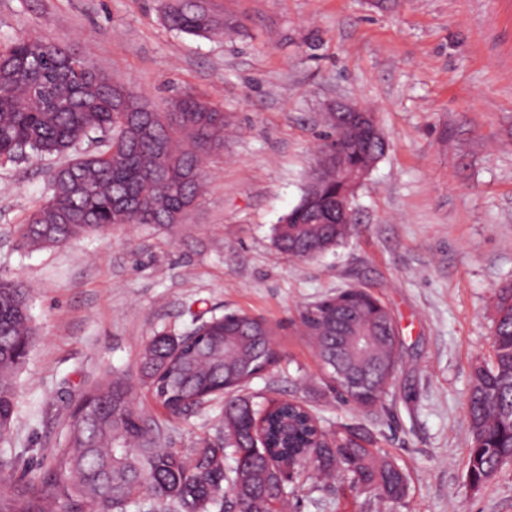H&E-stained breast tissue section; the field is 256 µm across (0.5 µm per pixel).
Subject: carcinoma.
<instances>
[{"instance_id": "1", "label": "carcinoma", "mask_w": 512, "mask_h": 512, "mask_svg": "<svg viewBox=\"0 0 512 512\" xmlns=\"http://www.w3.org/2000/svg\"><path fill=\"white\" fill-rule=\"evenodd\" d=\"M166 28L211 38L246 29V18L216 13L206 0H157ZM43 39L21 35L0 51V161L23 154L66 156L50 174V193L19 229L21 247L61 246L122 224H177L203 188L211 156L224 147L228 116L209 97L184 93L158 112H144L148 99L92 68L76 52H41ZM374 113L364 121L367 137L344 165L328 162L351 126L325 113L316 164L295 205L273 228V244L298 260L316 259L342 246L353 220L338 206L350 205L356 188L384 155ZM297 323L312 342L328 378L357 369L376 393L355 408L376 407L388 396L402 355L398 322L370 291L346 288L299 310ZM278 325L245 311L213 315L180 335L149 340L141 361L142 383L173 415L224 397V436L191 455L161 444L156 422L136 409L131 389L109 378L94 390L70 451L22 488L0 495V512H125L141 490L160 512H286V467L321 475L340 473L351 487L397 502L407 479L392 460L379 456L372 437L354 427H321L297 401L268 399L258 406L247 392L253 374L269 362ZM36 338L28 289L0 279V419L13 422L15 380ZM470 444L467 478L474 487L512 461V283L500 287L492 353L475 366L468 401ZM235 466L228 470L224 459Z\"/></svg>"}]
</instances>
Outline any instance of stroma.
I'll return each instance as SVG.
<instances>
[{
    "instance_id": "35a3bbf8",
    "label": "stroma",
    "mask_w": 512,
    "mask_h": 512,
    "mask_svg": "<svg viewBox=\"0 0 512 512\" xmlns=\"http://www.w3.org/2000/svg\"><path fill=\"white\" fill-rule=\"evenodd\" d=\"M247 16L223 40L169 31L155 0H0V49L20 34L67 46L155 103L191 92L230 117L206 190L179 224L123 225L28 250L18 228L49 192L53 157L0 163V277L30 294L37 336L0 437L14 475L66 453L69 417L109 374L190 454L224 434V402L171 416L140 378L145 344L243 310L281 322L259 396L303 401L323 427L369 433L407 477L381 502L344 476L289 484L291 512H512V464L467 479V398L512 283V0H213ZM370 108L389 146L358 188L348 241L311 261L272 228L300 200L325 106ZM365 288L395 313L404 354L382 406L337 401L298 309Z\"/></svg>"
}]
</instances>
